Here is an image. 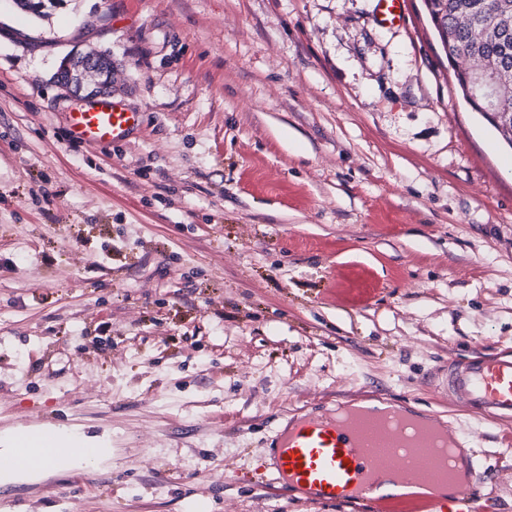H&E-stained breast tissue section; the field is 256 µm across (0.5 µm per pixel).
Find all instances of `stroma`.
I'll return each instance as SVG.
<instances>
[{"label": "stroma", "mask_w": 512, "mask_h": 512, "mask_svg": "<svg viewBox=\"0 0 512 512\" xmlns=\"http://www.w3.org/2000/svg\"><path fill=\"white\" fill-rule=\"evenodd\" d=\"M0 0V433H109L106 483L20 512H375L228 485L303 408L376 391L468 431L491 512L512 448L437 389L512 346V146L424 0ZM112 58L123 142L70 139L71 51ZM406 0H377L378 20L382 25H403Z\"/></svg>", "instance_id": "stroma-1"}]
</instances>
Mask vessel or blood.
<instances>
[{
  "mask_svg": "<svg viewBox=\"0 0 512 512\" xmlns=\"http://www.w3.org/2000/svg\"><path fill=\"white\" fill-rule=\"evenodd\" d=\"M406 0H377L378 20L384 25L406 21ZM139 113L110 98L69 113L71 139L93 145L126 140L139 125ZM440 388L459 407L492 420L502 431V444L512 445V348L452 360L435 372ZM373 417L389 423V430L371 433L363 421ZM416 414L403 405L379 399L350 406L347 416L331 411L310 413L289 421L267 440L268 454L257 456L252 470L234 471L231 480L258 487L294 489L306 500L343 505L373 502L376 512H483L476 488L485 471L468 435L449 434L446 426L423 420L417 443L427 447L433 434L446 435L450 447L463 457L462 467L448 475V491L439 495L420 486L393 482L379 467L376 451L391 449L399 463H407V448L397 446L392 430ZM64 414H56L37 449L55 468L68 469L78 445L62 433Z\"/></svg>",
  "mask_w": 512,
  "mask_h": 512,
  "instance_id": "b4317fda",
  "label": "vessel or blood"
}]
</instances>
